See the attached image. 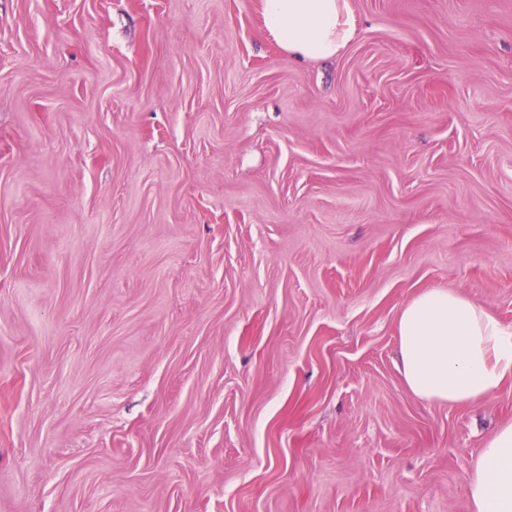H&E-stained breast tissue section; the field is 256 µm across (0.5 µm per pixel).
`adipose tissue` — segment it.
<instances>
[{"mask_svg": "<svg viewBox=\"0 0 512 512\" xmlns=\"http://www.w3.org/2000/svg\"><path fill=\"white\" fill-rule=\"evenodd\" d=\"M263 28L290 61H322L353 39L352 0H261ZM402 374L419 398L478 407L512 378V329L454 288L424 290L397 320ZM472 512H512V422L484 441L467 481Z\"/></svg>", "mask_w": 512, "mask_h": 512, "instance_id": "adipose-tissue-1", "label": "adipose tissue"}]
</instances>
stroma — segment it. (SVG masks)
<instances>
[{
  "instance_id": "obj_1",
  "label": "stroma",
  "mask_w": 512,
  "mask_h": 512,
  "mask_svg": "<svg viewBox=\"0 0 512 512\" xmlns=\"http://www.w3.org/2000/svg\"><path fill=\"white\" fill-rule=\"evenodd\" d=\"M0 0V512H471L482 407L404 303L512 329V0ZM263 28L288 61H322L353 39L359 18L352 0H261ZM397 341L404 381L423 400L478 407L512 378V329L458 289L409 299Z\"/></svg>"
}]
</instances>
